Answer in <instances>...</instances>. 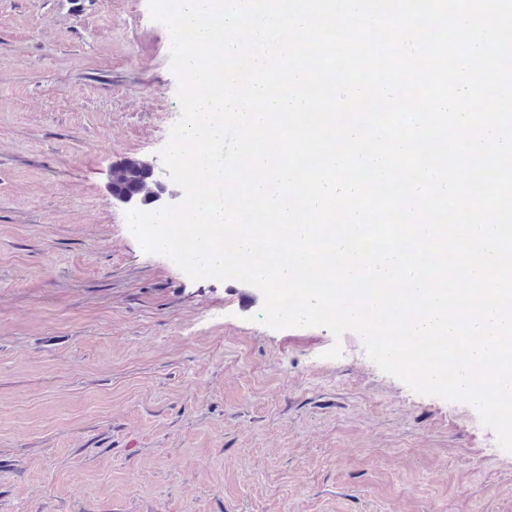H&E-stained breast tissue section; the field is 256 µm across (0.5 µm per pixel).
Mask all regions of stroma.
Listing matches in <instances>:
<instances>
[{
	"mask_svg": "<svg viewBox=\"0 0 512 512\" xmlns=\"http://www.w3.org/2000/svg\"><path fill=\"white\" fill-rule=\"evenodd\" d=\"M177 89L148 0H0V512H512L474 407L142 250ZM146 165L144 166L153 174L154 167L147 163ZM144 166L136 161H127L112 170V193H116L113 197L132 209L137 208L141 202L132 196L118 194L136 195L145 200L153 195L151 185L154 183Z\"/></svg>",
	"mask_w": 512,
	"mask_h": 512,
	"instance_id": "obj_1",
	"label": "stroma"
}]
</instances>
